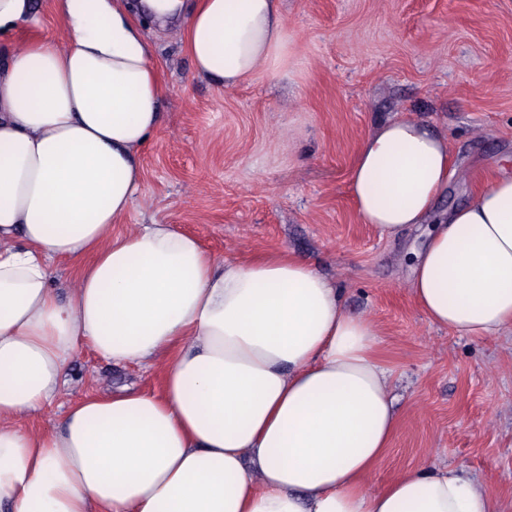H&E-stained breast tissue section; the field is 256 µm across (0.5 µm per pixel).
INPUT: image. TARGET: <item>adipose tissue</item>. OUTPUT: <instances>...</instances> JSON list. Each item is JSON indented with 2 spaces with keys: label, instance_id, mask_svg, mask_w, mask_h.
Returning a JSON list of instances; mask_svg holds the SVG:
<instances>
[{
  "label": "adipose tissue",
  "instance_id": "obj_1",
  "mask_svg": "<svg viewBox=\"0 0 512 512\" xmlns=\"http://www.w3.org/2000/svg\"><path fill=\"white\" fill-rule=\"evenodd\" d=\"M181 24L198 76L234 88L277 72L281 0H143ZM69 34L22 43L34 0H0V512H502L467 474L428 461L371 490L398 425L377 329L338 284L280 249L217 258L168 224L118 226L143 193L160 68L131 0H52ZM447 139L408 118L361 143L363 223L425 228L413 298L434 326H512V174L438 213ZM74 264L59 296L52 268ZM160 370L60 405L79 346ZM60 408L32 432L23 420Z\"/></svg>",
  "mask_w": 512,
  "mask_h": 512
}]
</instances>
